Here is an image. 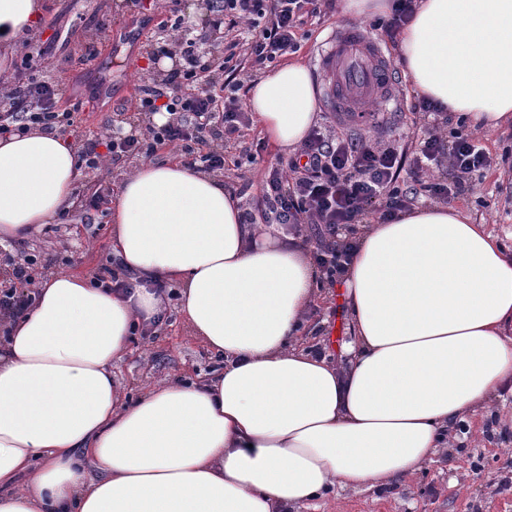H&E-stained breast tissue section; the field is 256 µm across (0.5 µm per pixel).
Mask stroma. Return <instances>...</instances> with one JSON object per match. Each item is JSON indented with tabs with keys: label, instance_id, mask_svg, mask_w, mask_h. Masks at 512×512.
Here are the masks:
<instances>
[{
	"label": "stroma",
	"instance_id": "stroma-1",
	"mask_svg": "<svg viewBox=\"0 0 512 512\" xmlns=\"http://www.w3.org/2000/svg\"><path fill=\"white\" fill-rule=\"evenodd\" d=\"M149 24L146 39L132 41L124 33L133 27V18L121 0H48L45 24L54 25L61 35L42 57V65L52 67L56 77L69 87V96L60 103L77 113V133L83 138L103 136L111 113L132 108L126 88L141 84L160 73L158 62L149 58L157 25L166 18L161 0H144ZM112 29L111 43L97 57L85 59L84 45L92 38L99 20ZM375 16L352 18L343 0H334L319 26L300 40L294 57L303 63L313 61L319 42L333 28L352 22L382 38L374 30ZM112 80L110 97L93 99L101 74ZM484 148L498 162L484 176L472 179L473 189L457 206L467 211L475 223L488 225L505 245L512 248V124L480 130ZM246 142L262 144L257 165L226 172L224 186L250 203L259 196L265 168L282 161L283 156L268 145L260 126L247 131ZM111 198H104L91 214L69 213L58 223L43 225L32 236L0 242V270L8 260L25 254L40 257L38 277L60 271L96 276L112 264ZM321 298L307 324V344L328 356H338L349 336L348 320L340 285L322 284ZM222 360L187 330L176 303H169L162 322L149 336H134L129 349L112 373L126 393L135 395L166 376L204 377L221 368ZM452 448L414 479H403L388 487L346 490L338 498L315 500L299 512H512V482L503 483L502 465L512 448V391H504L496 403L454 428Z\"/></svg>",
	"mask_w": 512,
	"mask_h": 512
}]
</instances>
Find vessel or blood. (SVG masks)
<instances>
[{
  "instance_id": "b4317fda",
  "label": "vessel or blood",
  "mask_w": 512,
  "mask_h": 512,
  "mask_svg": "<svg viewBox=\"0 0 512 512\" xmlns=\"http://www.w3.org/2000/svg\"><path fill=\"white\" fill-rule=\"evenodd\" d=\"M315 70L322 108L345 123L363 118L375 101L386 110L398 108L394 64L384 43L358 25L337 28L318 46Z\"/></svg>"
}]
</instances>
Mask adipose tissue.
I'll list each match as a JSON object with an SVG mask.
<instances>
[{"mask_svg": "<svg viewBox=\"0 0 512 512\" xmlns=\"http://www.w3.org/2000/svg\"><path fill=\"white\" fill-rule=\"evenodd\" d=\"M45 0H0V78ZM399 63L416 94L512 123V0H417ZM248 107L284 154L317 115L307 65L252 83ZM83 171L37 130L0 138V241L55 223ZM112 252L133 285L55 273L0 340V512H296L328 488L415 476L449 426L512 385V251L461 209L361 225L342 282L340 362L301 347L316 299L307 247L245 223L223 181L139 163L112 203ZM224 368L124 398L112 376L155 281ZM91 461L100 472L88 478Z\"/></svg>", "mask_w": 512, "mask_h": 512, "instance_id": "ef3b65f1", "label": "adipose tissue"}]
</instances>
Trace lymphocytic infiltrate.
Segmentation results:
<instances>
[{"mask_svg":"<svg viewBox=\"0 0 512 512\" xmlns=\"http://www.w3.org/2000/svg\"><path fill=\"white\" fill-rule=\"evenodd\" d=\"M325 4L208 0V18L197 25L185 18L178 0H169L170 25L155 54L173 59L172 68L139 85L134 111L118 112L106 140L80 141V164L91 173L107 161L120 169L171 146L179 147L184 164L193 169L223 174L256 164L257 154L242 145L252 121L240 92L255 69L297 50L300 31L320 21ZM67 92L65 84L45 71L20 76L0 90V135L33 129L68 132L75 125L74 114L59 107ZM406 108L417 120V134L408 143L390 138L366 142L332 125L313 127L287 169L265 170L260 195L246 211L247 223L275 225L297 236L306 225L320 226L323 239L313 257L332 280L342 273V261L353 247L349 240H337L339 230L373 213L392 218L423 193L448 200L471 191L474 173L492 166L475 132L462 127L444 141L440 126L448 115L441 107L413 96ZM160 111L167 112L166 122L153 124ZM430 165L449 166L451 182L421 180ZM407 172L419 178V186L407 184ZM37 265V256L30 254L14 262V286L0 289V322H11L33 306Z\"/></svg>","mask_w":512,"mask_h":512,"instance_id":"1","label":"lymphocytic infiltrate"}]
</instances>
